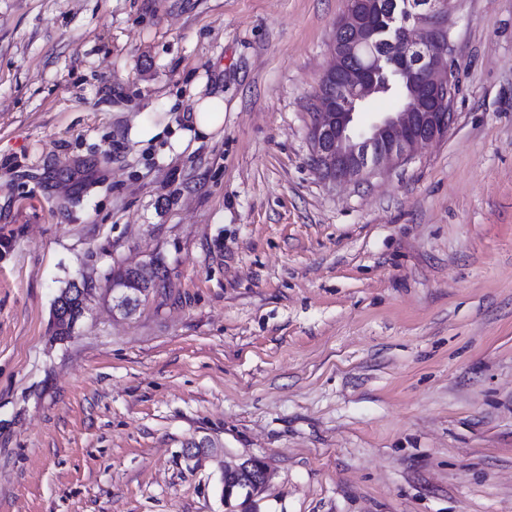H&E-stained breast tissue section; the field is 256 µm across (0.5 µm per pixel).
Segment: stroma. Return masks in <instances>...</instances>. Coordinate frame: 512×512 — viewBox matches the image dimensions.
<instances>
[{
  "mask_svg": "<svg viewBox=\"0 0 512 512\" xmlns=\"http://www.w3.org/2000/svg\"><path fill=\"white\" fill-rule=\"evenodd\" d=\"M345 8L0 0V512H224L240 456L259 512H512V0H454V124L360 186L308 140ZM194 113V134L211 136L224 126V100L206 97L198 101ZM271 477L269 465L254 456H242L234 463L224 462L220 495L224 511L256 512L255 499Z\"/></svg>",
  "mask_w": 512,
  "mask_h": 512,
  "instance_id": "35a3bbf8",
  "label": "stroma"
}]
</instances>
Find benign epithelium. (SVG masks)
<instances>
[{
	"mask_svg": "<svg viewBox=\"0 0 512 512\" xmlns=\"http://www.w3.org/2000/svg\"><path fill=\"white\" fill-rule=\"evenodd\" d=\"M453 0H347L336 19L331 63L320 86L319 110L312 113L308 137L311 162L331 184L365 181L377 172L409 160L423 145L443 138L456 119L458 91L451 44ZM393 66L408 90L396 112H382L369 126L357 114L380 92L382 63ZM80 291V310L61 311L58 330L70 334L85 314L87 289ZM150 289L112 288V310L125 314L120 301L143 298ZM207 440L187 442L185 456L199 461L208 455ZM272 477L269 465L254 456L224 464L220 500L224 512H256L255 499Z\"/></svg>",
	"mask_w": 512,
	"mask_h": 512,
	"instance_id": "1",
	"label": "benign epithelium"
}]
</instances>
